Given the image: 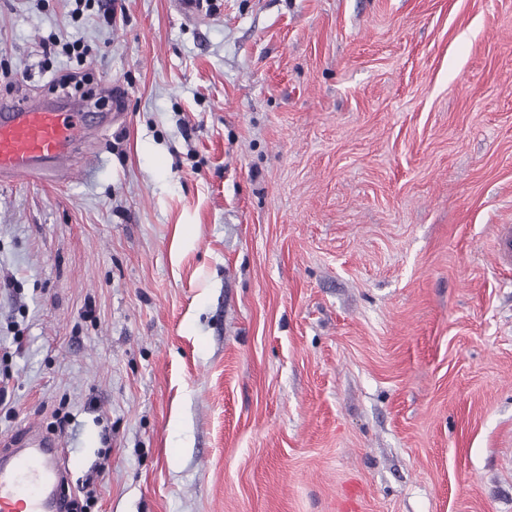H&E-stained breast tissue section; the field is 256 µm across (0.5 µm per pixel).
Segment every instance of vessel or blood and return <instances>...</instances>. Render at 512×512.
<instances>
[{"label":"vessel or blood","instance_id":"vessel-or-blood-1","mask_svg":"<svg viewBox=\"0 0 512 512\" xmlns=\"http://www.w3.org/2000/svg\"><path fill=\"white\" fill-rule=\"evenodd\" d=\"M76 113L43 105L0 103V177L52 180L70 157ZM493 249L499 264H512V225L495 230ZM25 452L0 467V512H48L47 487L79 467L78 459L57 455L55 440L29 432Z\"/></svg>","mask_w":512,"mask_h":512}]
</instances>
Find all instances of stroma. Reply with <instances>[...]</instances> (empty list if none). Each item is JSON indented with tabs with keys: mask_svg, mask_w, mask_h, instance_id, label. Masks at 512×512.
Wrapping results in <instances>:
<instances>
[{
	"mask_svg": "<svg viewBox=\"0 0 512 512\" xmlns=\"http://www.w3.org/2000/svg\"><path fill=\"white\" fill-rule=\"evenodd\" d=\"M177 2L0 0V99L108 116L0 180V441L97 512H512V0ZM493 249L499 264H512V225L500 224L496 227Z\"/></svg>",
	"mask_w": 512,
	"mask_h": 512,
	"instance_id": "1",
	"label": "stroma"
}]
</instances>
